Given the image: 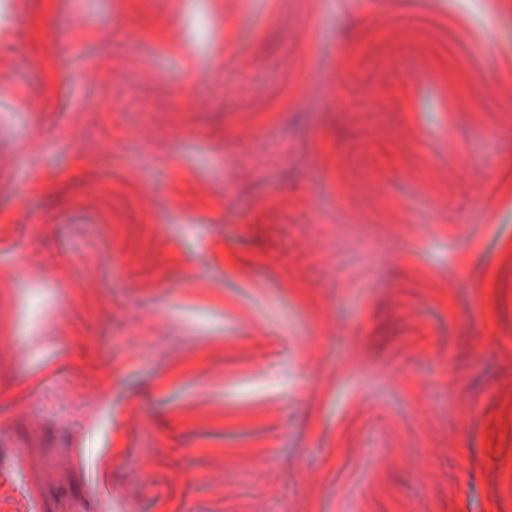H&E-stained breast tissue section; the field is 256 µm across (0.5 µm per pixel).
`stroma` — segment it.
Wrapping results in <instances>:
<instances>
[{
    "label": "stroma",
    "instance_id": "1",
    "mask_svg": "<svg viewBox=\"0 0 512 512\" xmlns=\"http://www.w3.org/2000/svg\"><path fill=\"white\" fill-rule=\"evenodd\" d=\"M512 0H0V512H512Z\"/></svg>",
    "mask_w": 512,
    "mask_h": 512
}]
</instances>
